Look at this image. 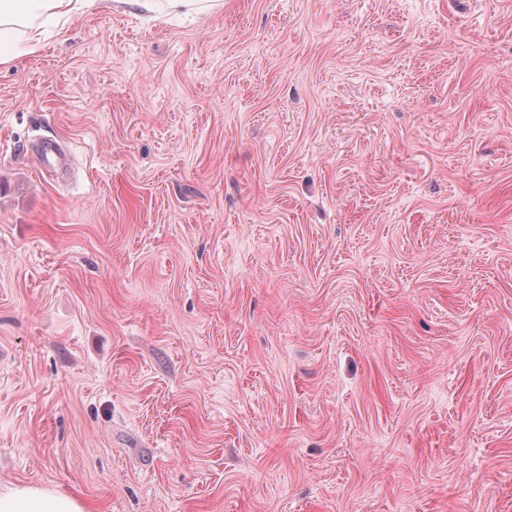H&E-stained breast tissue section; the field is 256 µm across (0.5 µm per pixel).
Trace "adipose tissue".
<instances>
[{
    "label": "adipose tissue",
    "instance_id": "adipose-tissue-1",
    "mask_svg": "<svg viewBox=\"0 0 512 512\" xmlns=\"http://www.w3.org/2000/svg\"><path fill=\"white\" fill-rule=\"evenodd\" d=\"M93 0H0V64L35 49L38 19L69 18L91 7ZM0 512H85L76 499L47 487L0 486Z\"/></svg>",
    "mask_w": 512,
    "mask_h": 512
}]
</instances>
